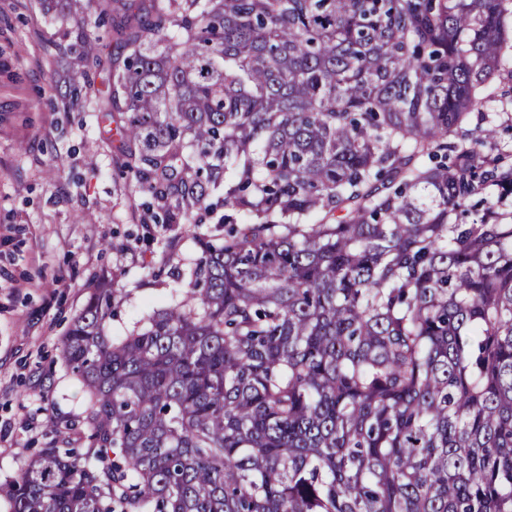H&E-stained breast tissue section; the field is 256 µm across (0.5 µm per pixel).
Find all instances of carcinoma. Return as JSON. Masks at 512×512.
<instances>
[{
  "label": "carcinoma",
  "instance_id": "obj_1",
  "mask_svg": "<svg viewBox=\"0 0 512 512\" xmlns=\"http://www.w3.org/2000/svg\"><path fill=\"white\" fill-rule=\"evenodd\" d=\"M78 13L82 0H41ZM123 59L57 89L152 224L244 219L122 336L88 288L81 413L6 512H512V182L463 127L512 0H105ZM496 188L483 212L467 199Z\"/></svg>",
  "mask_w": 512,
  "mask_h": 512
}]
</instances>
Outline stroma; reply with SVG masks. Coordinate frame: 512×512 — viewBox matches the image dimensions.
Here are the masks:
<instances>
[{
    "label": "stroma",
    "instance_id": "35a3bbf8",
    "mask_svg": "<svg viewBox=\"0 0 512 512\" xmlns=\"http://www.w3.org/2000/svg\"><path fill=\"white\" fill-rule=\"evenodd\" d=\"M99 0L66 18L39 0H0V482L51 440V421L81 411L82 389L58 361L88 285L118 288L111 335L131 330L175 285L173 270L217 240L218 214L192 227L145 228L141 200L125 195L98 128L63 111L57 86L85 69L74 33L105 36Z\"/></svg>",
    "mask_w": 512,
    "mask_h": 512
}]
</instances>
